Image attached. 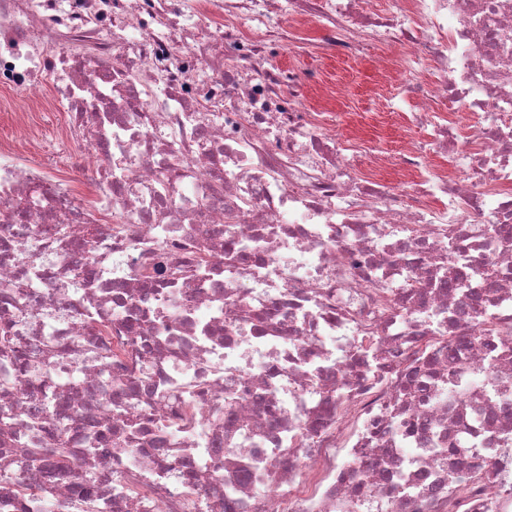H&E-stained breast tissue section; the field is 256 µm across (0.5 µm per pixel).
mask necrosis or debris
<instances>
[{"label": "necrosis or debris", "mask_w": 512, "mask_h": 512, "mask_svg": "<svg viewBox=\"0 0 512 512\" xmlns=\"http://www.w3.org/2000/svg\"><path fill=\"white\" fill-rule=\"evenodd\" d=\"M288 44L373 56L400 153ZM0 90L65 112L96 188L0 141V512H82L83 475L108 512H512L479 479L512 443V0H0ZM53 435L73 471L30 466Z\"/></svg>", "instance_id": "4bbe7bcc"}]
</instances>
